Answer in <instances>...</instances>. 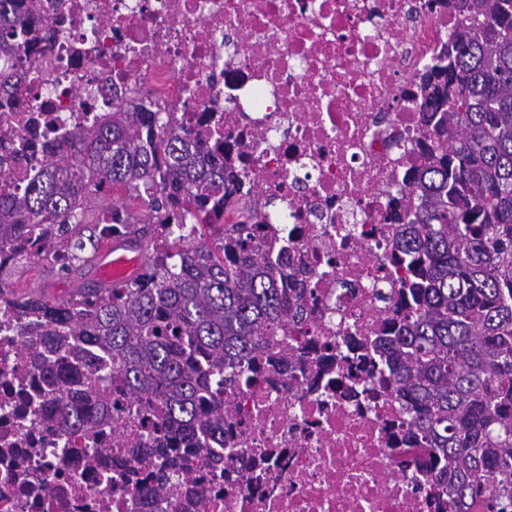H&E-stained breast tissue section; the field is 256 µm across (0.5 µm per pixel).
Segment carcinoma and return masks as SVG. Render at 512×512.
Instances as JSON below:
<instances>
[{
    "instance_id": "carcinoma-1",
    "label": "carcinoma",
    "mask_w": 512,
    "mask_h": 512,
    "mask_svg": "<svg viewBox=\"0 0 512 512\" xmlns=\"http://www.w3.org/2000/svg\"><path fill=\"white\" fill-rule=\"evenodd\" d=\"M39 0H0V52L40 40ZM448 64L426 75L431 162L411 178L415 218L396 242L406 265L404 307L384 339L386 367L454 512L483 499L512 502V0H457ZM28 62L0 67V90L28 91ZM75 147L31 144L43 163L24 187L0 167V253L54 266L91 261L86 245L117 237L142 248L140 271L112 286L80 285L66 299L17 295L0 281L18 354L51 389L34 413L51 432L94 445L111 414L139 406L140 429L112 427V449L134 463L126 488L151 481L163 497H203L184 481L224 447V396L252 371L264 336L307 321L278 287L288 277L254 245L257 210L239 195L213 146L161 103L121 101L72 133ZM120 187L101 225L95 201ZM241 215L224 223V211ZM106 372L110 384L96 378Z\"/></svg>"
}]
</instances>
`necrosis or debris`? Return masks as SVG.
<instances>
[{
	"label": "necrosis or debris",
	"instance_id": "4bbe7bcc",
	"mask_svg": "<svg viewBox=\"0 0 512 512\" xmlns=\"http://www.w3.org/2000/svg\"><path fill=\"white\" fill-rule=\"evenodd\" d=\"M457 20L424 0H41L51 50L16 49L36 77L24 98L0 94L15 131L0 156L34 128L68 150L116 98L174 104L229 138L242 194L262 201L258 247L286 250L312 291L308 321L260 347L294 367H261L229 397L224 466L195 474L205 499L143 496L101 465L78 472L65 512H452L372 343L405 276L395 210L431 156L419 76ZM19 342L0 315V512H46L6 476L53 480L68 444L29 411L45 383Z\"/></svg>",
	"mask_w": 512,
	"mask_h": 512
}]
</instances>
